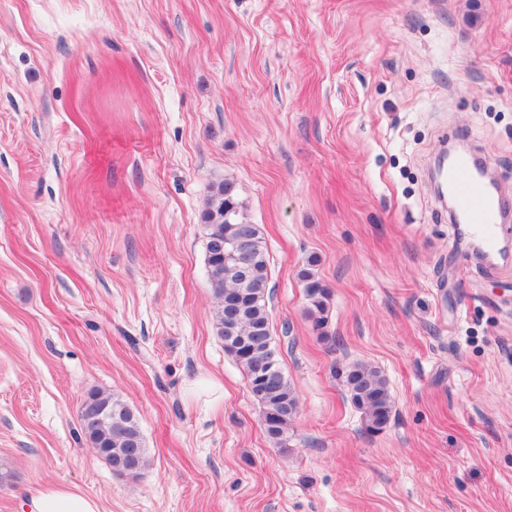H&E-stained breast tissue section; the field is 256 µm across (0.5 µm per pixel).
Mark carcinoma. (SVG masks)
<instances>
[{"instance_id":"carcinoma-1","label":"carcinoma","mask_w":512,"mask_h":512,"mask_svg":"<svg viewBox=\"0 0 512 512\" xmlns=\"http://www.w3.org/2000/svg\"><path fill=\"white\" fill-rule=\"evenodd\" d=\"M240 208L233 183L224 181L212 188L203 213L217 334L246 374L266 434L281 446L297 415L299 399L281 368L272 336L267 247L258 225L239 220ZM299 280L308 318L324 338L331 289L309 270H302ZM341 376L351 402L363 415L365 432H382L393 410L387 379L376 368L362 364ZM80 417L86 441L112 471L135 479L148 466L139 419L122 399L95 390L84 399Z\"/></svg>"}]
</instances>
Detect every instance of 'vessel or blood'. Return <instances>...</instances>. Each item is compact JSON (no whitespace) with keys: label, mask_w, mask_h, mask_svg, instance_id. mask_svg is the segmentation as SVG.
I'll list each match as a JSON object with an SVG mask.
<instances>
[{"label":"vessel or blood","mask_w":512,"mask_h":512,"mask_svg":"<svg viewBox=\"0 0 512 512\" xmlns=\"http://www.w3.org/2000/svg\"><path fill=\"white\" fill-rule=\"evenodd\" d=\"M446 180L457 215L466 221L470 238L484 252L493 253L499 243L506 207L502 189L481 178L464 156L449 165Z\"/></svg>","instance_id":"1"}]
</instances>
